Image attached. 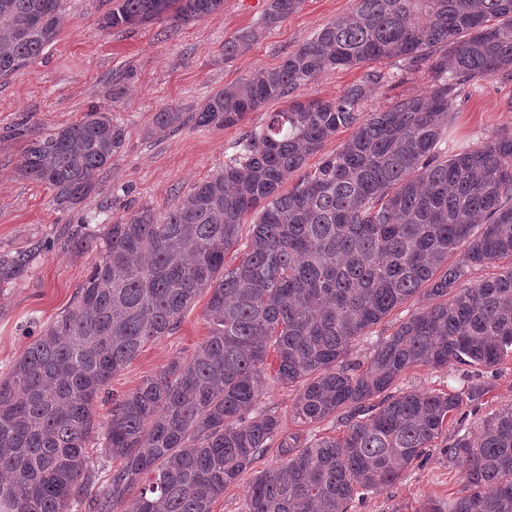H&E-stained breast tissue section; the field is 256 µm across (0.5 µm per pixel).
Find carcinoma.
<instances>
[{
	"instance_id": "obj_1",
	"label": "carcinoma",
	"mask_w": 512,
	"mask_h": 512,
	"mask_svg": "<svg viewBox=\"0 0 512 512\" xmlns=\"http://www.w3.org/2000/svg\"><path fill=\"white\" fill-rule=\"evenodd\" d=\"M300 3L270 0L262 25ZM223 6L118 0L101 26L177 27ZM61 22L60 0H0V77L38 58ZM254 39L250 29L225 40L224 58ZM391 58L427 66L426 92L361 112L380 79L372 72L332 101L293 98L326 69ZM509 69L512 0H355L279 66L255 70L190 114L155 113L150 137L188 122L233 127L287 100L174 208L143 206L70 239L73 253L99 259L74 307L0 377V512H123L136 487L128 512H211L276 437L284 461L255 473L245 512H349L355 498L398 481L482 388L389 395L392 384L416 366L491 369L512 355V267L470 280L512 256V132L450 157L438 148L461 86ZM344 128L352 137L282 192L286 176ZM126 139L112 113L91 109L30 140L18 173L71 209L96 191ZM250 214L242 259L227 268ZM29 263L27 253H1L0 285L21 280ZM204 292L207 339L112 404L104 440L118 466L93 491L102 465L88 443L99 393ZM415 297L425 304L365 369L347 361L361 336ZM270 349L273 379L299 386L294 418L309 425L339 412L342 436L282 435L277 416L253 413ZM448 456L464 480L448 512H512V406L477 436H457Z\"/></svg>"
}]
</instances>
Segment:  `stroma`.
Wrapping results in <instances>:
<instances>
[{"instance_id": "35a3bbf8", "label": "stroma", "mask_w": 512, "mask_h": 512, "mask_svg": "<svg viewBox=\"0 0 512 512\" xmlns=\"http://www.w3.org/2000/svg\"><path fill=\"white\" fill-rule=\"evenodd\" d=\"M112 3L62 0L64 22L55 40L30 65L0 78V251L36 252L27 275L0 288V375L9 371L41 326L72 305L95 260L91 254H74L68 245L84 216L113 223L146 205L160 212L173 208L193 184L223 166L246 131L282 104L270 103L266 112L252 113L234 127L189 124L162 137H149L145 131L154 113L164 107L194 111L215 91L256 69L277 67L324 24L354 6V0H301L297 11L262 30L247 51L228 60L225 40L256 26L269 0H259L252 10L243 0H224L219 12L176 29L164 23L101 29L100 19ZM373 71L381 79L360 103L365 113L421 94L431 81L427 68L410 71L403 60L391 59L324 70L298 94L304 100H333ZM95 106L124 124L125 148L100 174L99 188L86 203L64 210L46 186L21 177L18 165L28 141L79 121ZM501 130L512 131V70L461 88L440 147L456 152ZM208 299V294H201L168 336L145 344L115 374L95 403L97 422H106L114 400L134 391L173 357L194 354L209 333L204 318ZM418 306L413 299L393 309L355 344L350 361L366 364L373 346ZM469 383L482 384L483 393L450 417L425 459L409 466L393 486L354 501L351 512H422L431 503L447 508L463 487V474L449 461L448 446L457 433L477 432L485 419L512 405V356L489 370L414 367L392 387L396 393L438 392ZM296 394V388L265 378L257 408L277 415L286 434L341 435L344 426L336 416L311 426L297 423L292 416Z\"/></svg>"}]
</instances>
